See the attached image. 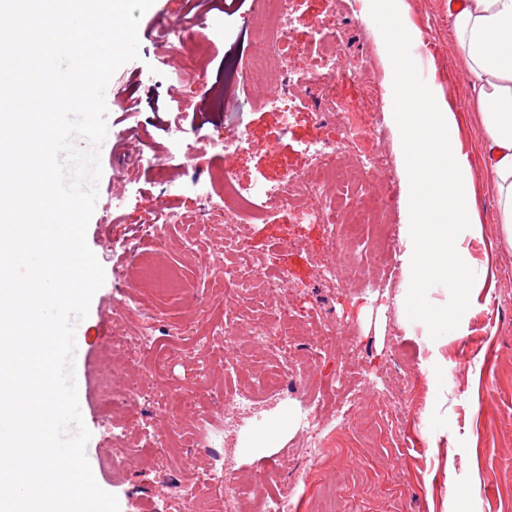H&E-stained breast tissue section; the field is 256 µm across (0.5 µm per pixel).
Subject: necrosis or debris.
<instances>
[{
	"label": "necrosis or debris",
	"instance_id": "4bbe7bcc",
	"mask_svg": "<svg viewBox=\"0 0 512 512\" xmlns=\"http://www.w3.org/2000/svg\"><path fill=\"white\" fill-rule=\"evenodd\" d=\"M262 2L261 11L247 23L252 53L238 66L226 90L227 99H236L241 88L257 91L262 95L261 105L279 112L283 125L291 124L298 106L313 112L321 125L334 123L336 100L330 97L329 87L336 74L335 34L325 33L316 17L299 16L295 0ZM220 26V17L198 12L180 19L167 51L177 59L186 84H204L207 68L203 59L214 47ZM302 27L311 33L310 41L305 43L296 38ZM302 50L320 54L319 73L311 75L295 67L294 59ZM379 139L376 117L346 119L340 140L322 137L306 143L305 150L315 161L311 174H294L277 183L256 180L245 187L239 183L234 161L248 149V137L239 133L210 140V149L223 156L224 165L208 182L196 184L199 209L190 216L165 212L161 221L187 225L192 241L205 236L209 225L234 226L233 235L225 237L223 247L237 254L238 265L214 276L224 285L225 320H232L235 298L255 278L247 261V230L275 213H288L296 224L326 223L331 240L350 251V280L369 286L364 270L368 262L377 265L380 277H392L397 267L398 229L387 223L378 196L366 189L367 168L379 159ZM341 147L351 156V165L341 169L324 165L323 157Z\"/></svg>",
	"mask_w": 512,
	"mask_h": 512
}]
</instances>
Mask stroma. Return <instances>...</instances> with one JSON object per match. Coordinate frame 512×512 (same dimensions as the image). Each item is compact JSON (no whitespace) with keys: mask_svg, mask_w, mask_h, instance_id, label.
Returning a JSON list of instances; mask_svg holds the SVG:
<instances>
[{"mask_svg":"<svg viewBox=\"0 0 512 512\" xmlns=\"http://www.w3.org/2000/svg\"><path fill=\"white\" fill-rule=\"evenodd\" d=\"M371 0H296L299 14L314 15L334 30L343 55L336 70L335 97L348 112H377L381 128L376 175L389 186L386 200L395 224L408 223L401 204L404 159L395 142L392 64ZM244 3L222 15L224 36L216 41L207 82L191 107L174 92L178 84L165 41L186 10L185 0H154L138 27L139 59L112 76V150L101 157L98 193L103 202H125L111 222L90 219L87 243L105 272L82 328L95 343L77 367L81 413L91 433L86 447L99 486L116 495L120 512H158L169 480H189L200 497L219 496L208 486L210 466L244 471L255 495L284 491L304 473L297 512H512V249L501 242L495 192L485 170L484 134L475 95L448 20V0H404L412 58L426 84L454 112L456 137L474 177L481 236L463 232V261L480 276L459 326L431 339L427 326L410 320L397 303L403 278L362 291L345 286L327 293L315 282L321 260L341 261L322 224H294L287 214L253 225L250 262L258 277L288 271L281 295L287 312L303 313L321 301L361 339L354 356L367 379L353 396L344 422L333 434L335 450L316 467L300 454L302 390L289 391L260 419L225 430L234 390H247L255 377L277 370L274 348L225 345L212 334L224 312V291L204 278L207 268H223L218 245L224 227L210 225L206 238L187 245V227L169 224L162 240L149 223L162 211L189 215L197 208L192 182L205 181L222 167L206 142L221 132H242L251 141L236 160L242 183L286 180L309 170L303 142L323 130L311 112L297 110L288 134L277 112L260 108L248 93L233 106L214 104L223 96L228 65L248 49ZM366 59L374 73L353 71L350 60ZM199 145L185 179L190 187L168 192L155 169L142 165L136 180L118 182L131 167L138 146L149 144L174 154L181 143ZM146 261L177 268L191 288L164 293L135 285V264ZM139 300L125 309L123 301ZM149 329L167 361L161 368L134 362L115 338ZM143 375L142 393L129 399L127 383ZM166 389L172 400L158 411L153 395Z\"/></svg>","mask_w":512,"mask_h":512,"instance_id":"stroma-1","label":"stroma"}]
</instances>
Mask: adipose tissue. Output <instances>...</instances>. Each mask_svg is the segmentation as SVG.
I'll return each instance as SVG.
<instances>
[{
    "instance_id": "adipose-tissue-1",
    "label": "adipose tissue",
    "mask_w": 512,
    "mask_h": 512,
    "mask_svg": "<svg viewBox=\"0 0 512 512\" xmlns=\"http://www.w3.org/2000/svg\"><path fill=\"white\" fill-rule=\"evenodd\" d=\"M449 18L473 80L501 231L512 247V0H464Z\"/></svg>"
}]
</instances>
